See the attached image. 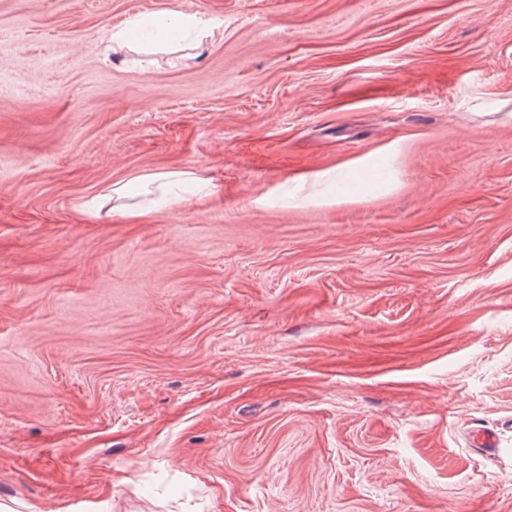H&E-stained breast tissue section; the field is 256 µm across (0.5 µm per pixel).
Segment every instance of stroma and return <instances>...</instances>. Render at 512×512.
I'll return each mask as SVG.
<instances>
[{"label": "stroma", "mask_w": 512, "mask_h": 512, "mask_svg": "<svg viewBox=\"0 0 512 512\" xmlns=\"http://www.w3.org/2000/svg\"><path fill=\"white\" fill-rule=\"evenodd\" d=\"M0 505L512 512V0H0ZM194 33L195 37L203 38L213 33V27L196 15L173 16L170 21L159 27L155 42L170 52L177 50L180 33ZM199 182L200 179L192 168L161 170L140 175L125 182H115L112 184L110 196L114 204L107 210L106 215L133 220L150 211L121 202L134 186L144 190L146 194H154L152 206L155 209L183 200L182 192H186L188 188L196 186Z\"/></svg>", "instance_id": "1"}]
</instances>
